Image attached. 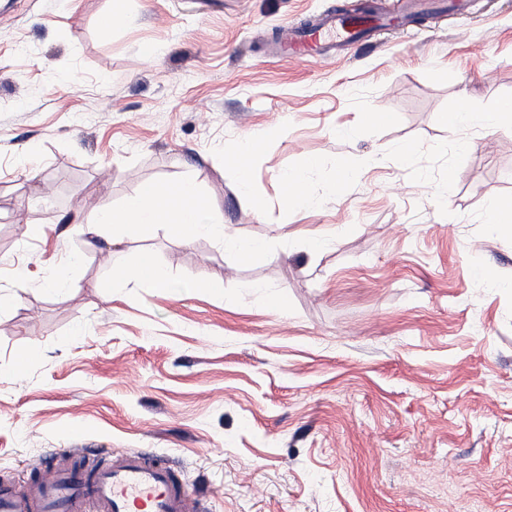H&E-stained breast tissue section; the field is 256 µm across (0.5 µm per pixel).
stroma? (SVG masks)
<instances>
[{"mask_svg": "<svg viewBox=\"0 0 512 512\" xmlns=\"http://www.w3.org/2000/svg\"><path fill=\"white\" fill-rule=\"evenodd\" d=\"M360 2L8 0L0 479L67 456L79 426L83 447L175 462L200 512H512V235L485 222L512 201V128L439 119L512 99V0L380 30L347 60H272L286 23ZM374 107L394 122L362 123ZM286 172L315 203L283 206ZM187 180L265 251L80 231L82 200ZM144 252L168 291L117 278Z\"/></svg>", "mask_w": 512, "mask_h": 512, "instance_id": "35a3bbf8", "label": "stroma"}]
</instances>
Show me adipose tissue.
I'll list each match as a JSON object with an SVG mask.
<instances>
[{"label": "adipose tissue", "instance_id": "adipose-tissue-1", "mask_svg": "<svg viewBox=\"0 0 512 512\" xmlns=\"http://www.w3.org/2000/svg\"><path fill=\"white\" fill-rule=\"evenodd\" d=\"M441 119L455 127L501 128L512 124V100L502 101L495 111L477 112L463 96L456 108L442 114ZM95 222L111 227L116 239L135 233L145 224H173L190 236L207 233L217 237L245 259L262 249L260 242L229 236L224 224L207 213L195 185L189 181L175 187L145 184L120 210L100 209Z\"/></svg>", "mask_w": 512, "mask_h": 512}]
</instances>
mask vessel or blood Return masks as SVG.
<instances>
[{"instance_id": "obj_1", "label": "vessel or blood", "mask_w": 512, "mask_h": 512, "mask_svg": "<svg viewBox=\"0 0 512 512\" xmlns=\"http://www.w3.org/2000/svg\"><path fill=\"white\" fill-rule=\"evenodd\" d=\"M397 14L340 6L302 23L284 25L277 59L332 61L371 42L381 29L401 24ZM0 512H197L175 469L130 449L102 466L78 457L44 469L23 484L0 481Z\"/></svg>"}]
</instances>
